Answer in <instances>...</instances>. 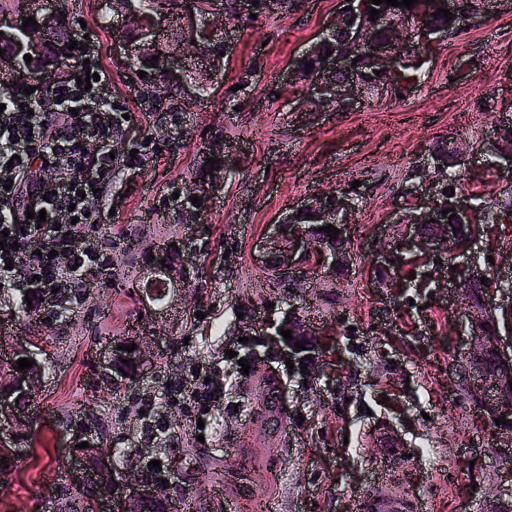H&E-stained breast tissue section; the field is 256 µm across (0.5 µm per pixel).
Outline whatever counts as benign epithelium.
<instances>
[{
    "label": "benign epithelium",
    "instance_id": "benign-epithelium-1",
    "mask_svg": "<svg viewBox=\"0 0 512 512\" xmlns=\"http://www.w3.org/2000/svg\"><path fill=\"white\" fill-rule=\"evenodd\" d=\"M28 8L17 13L5 14L0 17V45L8 43L12 47V57L22 61L24 55L39 58L44 49L45 41L40 37L22 35V22L33 12L49 10L48 0H25ZM450 10L457 21L478 19L485 10L477 12H460L457 0H435L425 4L424 15L430 17L437 9ZM380 11L376 20H369L357 13L349 11L344 6L336 17L330 21L322 32V37L311 46L305 56L315 62L314 76L306 77L304 69L296 66L288 67V83L307 84V100L318 107L322 112L332 110H347L353 103H364L369 97V87L357 72L359 69L352 64L355 55L338 50L331 56L323 51L325 37L338 29H343L351 39L368 56L370 72L380 71V74H391L398 71V64L404 54L405 43L402 38L414 37L417 27L421 25L419 17L404 14L401 7L388 6L384 3L375 6ZM127 25L124 31L134 34L125 43L131 45V57H140L142 44L151 41L163 32L161 22L169 21L166 11L159 9L156 13L145 17L137 7L126 11ZM219 26L213 29L196 28L192 31L193 39L202 44L209 43L217 36V32L227 26L224 12H218ZM327 60H322V57ZM497 158L507 159V166H495L497 172L512 170V123L498 127L495 141L486 148ZM483 150L467 147L461 141H448V154L457 158L466 166H471ZM437 171L436 179L424 183L420 188L409 192L411 202L401 208L402 217L398 223L409 224L413 228L414 237L422 239L432 255H447L457 247L464 245L460 237L454 236L453 229L461 225L475 223L474 211L470 199L459 194L455 197V221L446 223L440 216L438 194L435 190L439 174V164H433ZM355 209V201L351 193L341 190L336 194V202H326L321 195H313L294 209L291 213L281 217L275 226L272 235L260 241L261 263L265 268H271L278 278L290 283L294 291L302 288V275L300 267L311 263L312 257L323 261L331 260L332 272H342L349 262L348 241L343 233L350 223V213ZM314 215L319 224H334L340 230L337 235L338 243L332 241H316L302 225L293 221L299 211ZM380 259V268L387 272L398 269L400 257L393 248L382 247L377 252ZM488 278L486 284H481L480 277ZM463 286L475 289V297L469 299L462 297V315L471 336L470 345L465 352L468 362L482 360L491 353L497 355L499 370L488 373H472L478 385L469 389V401L484 408V404L491 403L499 408L508 420V424L498 425L499 434L508 446H512V391L507 389L508 381L512 380V350L506 351L501 344L499 336V320L503 316L512 318V292L504 297L493 288L495 271L482 267L476 263L462 274ZM488 324L492 333L487 334L479 329L481 324ZM131 358L136 372H141L147 363L146 350L138 346L137 353L123 351L112 346L108 353L105 369L106 373L115 375L114 362L117 359ZM41 373V364L35 363L33 367L21 371L15 376L4 372L0 374V386L6 389L0 395V425L4 423L21 424L28 421V414L23 412L25 404L30 402ZM89 447L77 451L75 458V472L77 479L82 481L90 473L96 475L97 482L107 485V491L97 502L99 512H136L138 506L151 498L162 496L160 489H155L143 481L138 474L131 470L115 471L112 459L101 454L94 441H88Z\"/></svg>",
    "mask_w": 512,
    "mask_h": 512
}]
</instances>
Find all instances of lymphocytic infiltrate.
Segmentation results:
<instances>
[{
	"instance_id": "1",
	"label": "lymphocytic infiltrate",
	"mask_w": 512,
	"mask_h": 512,
	"mask_svg": "<svg viewBox=\"0 0 512 512\" xmlns=\"http://www.w3.org/2000/svg\"><path fill=\"white\" fill-rule=\"evenodd\" d=\"M89 71L100 79L80 91L77 80ZM115 101L88 40L73 50L66 76L43 77L29 93L0 85V230L8 233L0 241V285L32 287L57 318L106 266L86 237L112 239L107 215L117 173L141 168L151 149L143 139L136 153L113 152L124 134ZM39 212L46 215L40 224Z\"/></svg>"
}]
</instances>
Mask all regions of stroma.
<instances>
[{
	"instance_id": "stroma-1",
	"label": "stroma",
	"mask_w": 512,
	"mask_h": 512,
	"mask_svg": "<svg viewBox=\"0 0 512 512\" xmlns=\"http://www.w3.org/2000/svg\"><path fill=\"white\" fill-rule=\"evenodd\" d=\"M494 6L482 22L423 48L425 75L405 99L315 112L305 86L286 85L283 73L342 2L298 0L291 12L232 23V56L210 86L198 89L190 75L167 83L174 110L150 121L135 95H153L155 83L126 66L121 16L106 0H61L70 21H85L125 102L126 139L149 133L157 145L140 171L113 183L112 232L136 242L128 252L116 240L110 256L125 264L174 243L182 264L204 273L197 291L145 308L102 277L68 318L45 322L27 321L15 289L0 288V368L20 343L43 365L26 429L0 428L14 462L0 512H64L75 446L88 436L121 470L140 469L150 450L163 449L173 465L165 492L178 512L192 492L208 512H225L229 497L255 512L269 500L277 512H358L364 493L385 488L420 499L425 512H484L491 496L512 497V449L459 399L468 336L437 286L447 269L382 276L373 255L376 243L404 232L395 221L402 190L411 175L428 179L422 163L435 141L482 142L512 120V0ZM216 141L232 163L224 183L201 207L178 209L174 192L201 183ZM355 180L366 195L346 231L348 270L333 282L314 271L293 297L265 288L257 239L309 196ZM294 305L323 343L304 371L288 370L260 342ZM130 335L154 363L106 394L104 352ZM198 364L223 391L200 433L167 402L168 384ZM269 369L281 380V418L264 413ZM240 402L245 411H235ZM156 410L172 440L143 437L141 415ZM86 416L97 420L87 433L78 427ZM233 438L240 445L230 453Z\"/></svg>"
}]
</instances>
